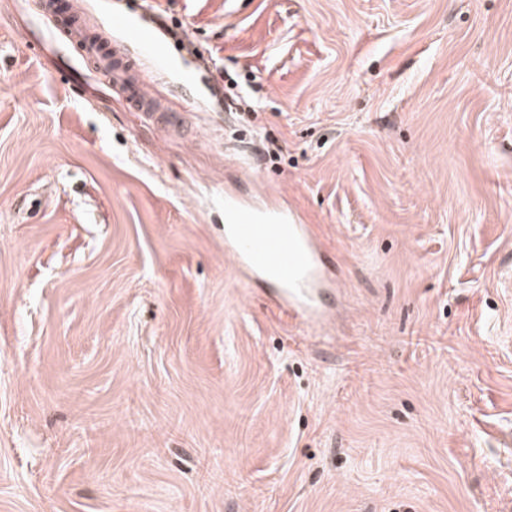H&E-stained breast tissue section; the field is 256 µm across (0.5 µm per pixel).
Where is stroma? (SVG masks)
Segmentation results:
<instances>
[{
    "label": "stroma",
    "mask_w": 512,
    "mask_h": 512,
    "mask_svg": "<svg viewBox=\"0 0 512 512\" xmlns=\"http://www.w3.org/2000/svg\"><path fill=\"white\" fill-rule=\"evenodd\" d=\"M69 3L155 10L188 130L0 0V512H512V0ZM228 193L312 227L324 322ZM224 253L238 272L265 282L271 306L314 325L328 314L321 289L330 260L308 224L286 209L224 202Z\"/></svg>",
    "instance_id": "obj_1"
}]
</instances>
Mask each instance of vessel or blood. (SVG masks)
I'll use <instances>...</instances> for the list:
<instances>
[{
	"label": "vessel or blood",
	"mask_w": 512,
	"mask_h": 512,
	"mask_svg": "<svg viewBox=\"0 0 512 512\" xmlns=\"http://www.w3.org/2000/svg\"><path fill=\"white\" fill-rule=\"evenodd\" d=\"M113 23L123 32L125 46L155 60L166 58V41L155 28L121 12L115 14ZM64 33L99 77L132 108L155 123H169L167 109L153 92L150 79L125 53V47L88 34L75 19ZM224 213V252L232 257L237 271L268 284V301L274 308L308 325L322 322L328 310L321 289L330 261L309 225L288 210L249 203L225 202Z\"/></svg>",
	"instance_id": "b4317fda"
}]
</instances>
